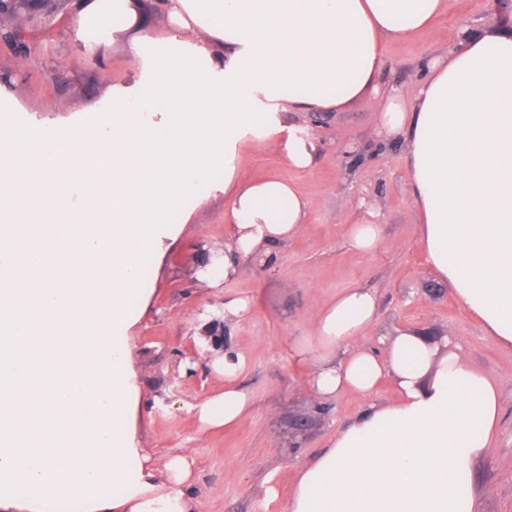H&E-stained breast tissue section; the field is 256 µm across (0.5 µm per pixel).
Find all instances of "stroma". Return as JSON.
I'll return each instance as SVG.
<instances>
[{
    "label": "stroma",
    "instance_id": "obj_1",
    "mask_svg": "<svg viewBox=\"0 0 512 512\" xmlns=\"http://www.w3.org/2000/svg\"><path fill=\"white\" fill-rule=\"evenodd\" d=\"M494 0H448V9L412 39L384 44L386 67L406 96H414L427 59L453 51L462 27L494 26ZM31 52L17 57L0 49V70L25 111L23 120L67 122L75 105L100 101L113 83L129 78L134 63L121 46L104 49L103 65L87 63L68 32L29 34ZM287 121L314 128L321 141L314 167L285 164L270 140L246 148L241 174L253 180L276 174L295 182L312 202L302 232L272 247L267 266L246 270L227 282L196 275L195 258L217 260L227 237L223 196L191 197L188 223L177 224L164 257L148 254L142 287L151 289L142 313L133 358L142 373L137 434L156 459L190 450L203 512H286L298 471L327 447L336 431L369 402L387 403L395 392L383 382L372 396L342 393L329 412L312 416L315 403L305 389L304 370L288 359V344L311 332L312 315L344 288L363 287L379 297V321L390 329L451 333L470 362L496 382L501 421L482 468L474 477L478 512H512V348L485 336L432 276L421 248L420 226L410 193L403 145H378L372 138L377 114L371 98L343 111L290 112ZM375 222L382 243L372 254L353 250L347 225ZM249 301L248 311L227 324L226 339L247 358L243 384L252 392L251 414L230 428L202 431L189 407L222 388L211 369L189 365L188 348L206 352L198 327L224 316L225 297ZM309 417L300 447L288 445L295 418ZM275 487L277 496L267 493Z\"/></svg>",
    "mask_w": 512,
    "mask_h": 512
}]
</instances>
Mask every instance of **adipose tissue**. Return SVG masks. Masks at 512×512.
Returning <instances> with one entry per match:
<instances>
[{
  "mask_svg": "<svg viewBox=\"0 0 512 512\" xmlns=\"http://www.w3.org/2000/svg\"><path fill=\"white\" fill-rule=\"evenodd\" d=\"M448 0H71L75 39L87 55L122 42L132 80L94 106L96 125L18 124L0 83V242L23 234L7 264L8 297L48 326L95 300L108 381L127 370V441L102 451L124 486L82 512H201L192 457L159 461L137 438L140 373L127 311L140 292L144 255L161 250L171 213L200 188L223 194L228 241L223 279L266 264L270 248L302 230L312 206L290 180L240 175L243 143L277 139L292 169H310L312 130L286 112H335L373 95L381 143H403L421 243L437 280L483 328L512 347V24L463 28L447 58L426 62L412 101L378 85L385 40L430 26ZM223 171L213 182L214 171ZM379 298L346 288L317 311L310 335L288 347L321 401L373 392L390 378L395 401L369 404L300 469L287 512H473L474 472L501 419L496 385L450 340L383 329ZM223 391L191 410L202 427L236 425L253 407L233 346L212 350Z\"/></svg>",
  "mask_w": 512,
  "mask_h": 512,
  "instance_id": "obj_1",
  "label": "adipose tissue"
}]
</instances>
